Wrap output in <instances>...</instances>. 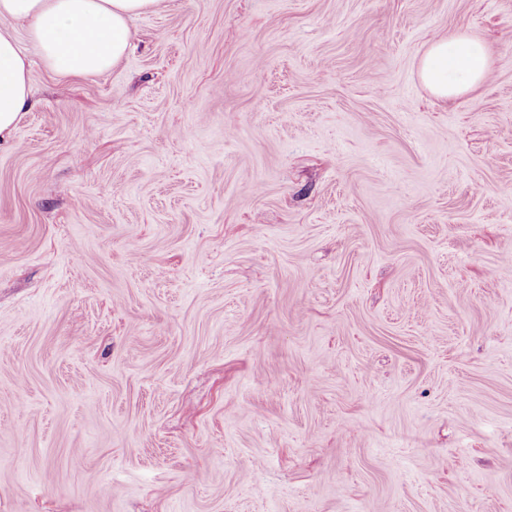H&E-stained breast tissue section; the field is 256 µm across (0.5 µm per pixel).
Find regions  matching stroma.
Returning a JSON list of instances; mask_svg holds the SVG:
<instances>
[{
	"instance_id": "stroma-1",
	"label": "stroma",
	"mask_w": 512,
	"mask_h": 512,
	"mask_svg": "<svg viewBox=\"0 0 512 512\" xmlns=\"http://www.w3.org/2000/svg\"><path fill=\"white\" fill-rule=\"evenodd\" d=\"M480 40L444 102L427 42ZM0 142V512H512V0H159ZM488 72L485 45L459 31L429 42L419 61L422 83L442 100L478 87L486 80Z\"/></svg>"
}]
</instances>
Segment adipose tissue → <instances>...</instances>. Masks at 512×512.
<instances>
[{
  "label": "adipose tissue",
  "mask_w": 512,
  "mask_h": 512,
  "mask_svg": "<svg viewBox=\"0 0 512 512\" xmlns=\"http://www.w3.org/2000/svg\"><path fill=\"white\" fill-rule=\"evenodd\" d=\"M158 0H0V20L25 23L47 69L90 76L116 66L131 48L130 23ZM30 62L9 29H0V139L14 130L31 95ZM489 72L485 45L455 31L428 43L419 61L422 83L440 99L481 85Z\"/></svg>",
  "instance_id": "obj_1"
}]
</instances>
